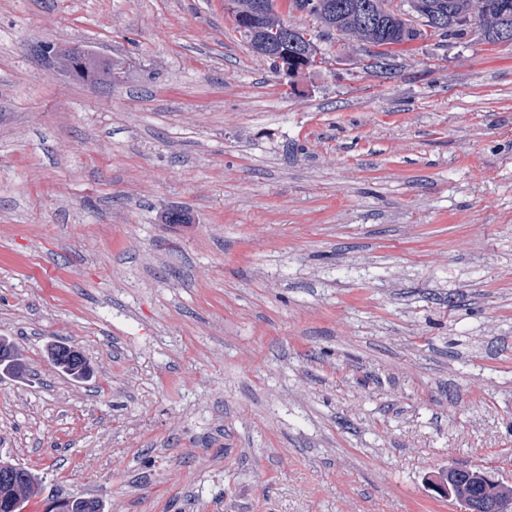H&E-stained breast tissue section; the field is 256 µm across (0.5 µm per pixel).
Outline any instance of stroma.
Here are the masks:
<instances>
[{"mask_svg":"<svg viewBox=\"0 0 512 512\" xmlns=\"http://www.w3.org/2000/svg\"><path fill=\"white\" fill-rule=\"evenodd\" d=\"M122 64L83 83L43 43ZM274 72L226 0H0V457L104 512L512 488V44ZM84 357L75 379L51 345Z\"/></svg>","mask_w":512,"mask_h":512,"instance_id":"1","label":"stroma"}]
</instances>
